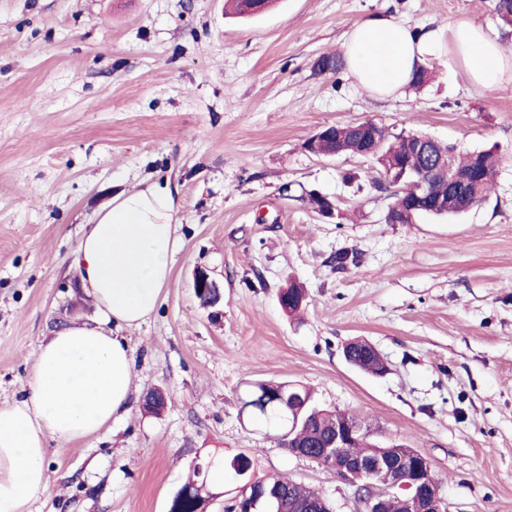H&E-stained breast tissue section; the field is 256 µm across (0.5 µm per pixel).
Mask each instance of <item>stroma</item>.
<instances>
[{"label": "stroma", "mask_w": 512, "mask_h": 512, "mask_svg": "<svg viewBox=\"0 0 512 512\" xmlns=\"http://www.w3.org/2000/svg\"><path fill=\"white\" fill-rule=\"evenodd\" d=\"M494 0H277L253 19L224 0H0V407L19 399L57 319L98 312L73 264L87 225L122 194L169 182L181 238L171 284L127 330L132 407L93 437L50 443V489L28 512H168L196 458L247 449L258 473L360 512L328 468L251 430L249 380L309 388L364 419L370 441L427 456L448 512H512V90L480 91L462 67L375 98L348 69L321 73L351 26L388 11L495 28ZM371 121L461 150L497 147L487 199L449 218L390 224L377 164L318 156L329 125ZM334 205L315 212L309 196ZM206 268L221 298L193 288ZM306 291L299 316L281 289ZM369 341L381 377L344 358ZM167 408L147 413V392Z\"/></svg>", "instance_id": "35a3bbf8"}]
</instances>
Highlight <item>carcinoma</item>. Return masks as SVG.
<instances>
[{
	"mask_svg": "<svg viewBox=\"0 0 512 512\" xmlns=\"http://www.w3.org/2000/svg\"><path fill=\"white\" fill-rule=\"evenodd\" d=\"M235 12L241 16H253L268 8L270 0H232ZM498 24L512 29V0H496L494 6ZM371 133L382 143L374 155L384 180H376L379 189L386 184H402L393 193V202L387 215L395 216L400 224H409L420 215L435 217L458 216L486 199L495 181L499 157L496 148H483L460 152L453 145L433 144V152L451 156L455 168L464 179L461 195L455 205L446 209L429 210L415 205V188L421 181L430 184L432 194L440 193L438 177L430 173L429 159L417 155L408 141L414 133H390L374 124ZM318 150L334 154L358 155L359 142L344 127L336 129L333 137H324L317 143ZM351 364L373 375H381L386 366L366 341H352L344 347ZM303 396L310 392L303 386L288 382L255 381L246 384L239 397V415L256 427L264 436L285 447L305 445V453L320 465H327L319 445L336 434V426L360 427L363 422L356 416L337 410L321 408L309 399L300 415L298 434L288 437V424L295 416V405L289 392ZM350 451L365 458L376 456L379 449L372 447L366 438L356 434ZM254 459L239 452L224 462V490H240L237 502H228L224 512H333L332 503L318 492L288 478H260L255 475ZM207 501L200 492L197 481L185 483L171 498L169 512H205ZM380 512H405V503L398 495H385L378 501Z\"/></svg>",
	"mask_w": 512,
	"mask_h": 512,
	"instance_id": "carcinoma-1",
	"label": "carcinoma"
}]
</instances>
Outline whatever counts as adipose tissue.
<instances>
[{"mask_svg": "<svg viewBox=\"0 0 512 512\" xmlns=\"http://www.w3.org/2000/svg\"><path fill=\"white\" fill-rule=\"evenodd\" d=\"M343 50L357 84L380 98L399 97L414 71L440 53L481 90L512 85V57L468 17L441 30L376 12L353 24ZM174 215L171 188L155 183L122 195L88 225L74 264L99 317L68 325L41 344L23 397L0 408V512H26L48 491L49 443L90 437L129 413L133 358L124 332L150 318L170 285Z\"/></svg>", "mask_w": 512, "mask_h": 512, "instance_id": "obj_1", "label": "adipose tissue"}]
</instances>
